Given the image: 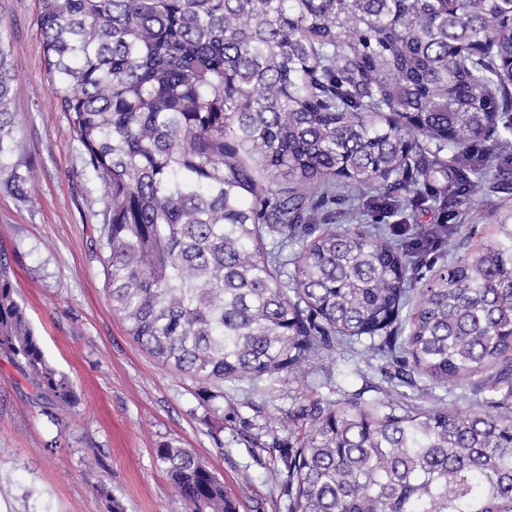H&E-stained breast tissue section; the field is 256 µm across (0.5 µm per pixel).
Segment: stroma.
Instances as JSON below:
<instances>
[{
	"mask_svg": "<svg viewBox=\"0 0 512 512\" xmlns=\"http://www.w3.org/2000/svg\"><path fill=\"white\" fill-rule=\"evenodd\" d=\"M39 0H0V38L12 43L15 158L29 178L24 195L0 183V251L46 358L78 396L61 424L43 415L20 370L0 358V512H178L156 463L171 439L192 449L236 499L238 512H288L285 456L295 453L301 407L315 401L369 402L397 386L405 406L456 396L476 401L470 380L454 391L424 378L401 381L398 363L336 348L298 375L229 392L222 410L200 405L196 383L133 343L107 295L98 241L102 190L83 167L61 112L36 24ZM512 219V189L491 178L481 200L416 210L418 224L450 223L449 251L474 252ZM106 485L109 496L96 488Z\"/></svg>",
	"mask_w": 512,
	"mask_h": 512,
	"instance_id": "1",
	"label": "stroma"
}]
</instances>
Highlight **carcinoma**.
Segmentation results:
<instances>
[{
    "instance_id": "obj_1",
    "label": "carcinoma",
    "mask_w": 512,
    "mask_h": 512,
    "mask_svg": "<svg viewBox=\"0 0 512 512\" xmlns=\"http://www.w3.org/2000/svg\"><path fill=\"white\" fill-rule=\"evenodd\" d=\"M39 4L60 109L102 188L112 309L134 343L197 383L203 406L338 345L398 358L439 388L482 375L475 412L450 400L398 415L394 386L369 405L301 409L289 512H512V403L498 397L512 388V224L436 267L452 224L393 239L321 212L345 190L401 216L439 178L445 206L483 196L472 147L512 154V75L500 69L512 0ZM476 42L483 54L450 56ZM11 52L0 39V177L22 196ZM0 356L46 415L76 404L2 252ZM155 455L183 512H237L181 441Z\"/></svg>"
}]
</instances>
